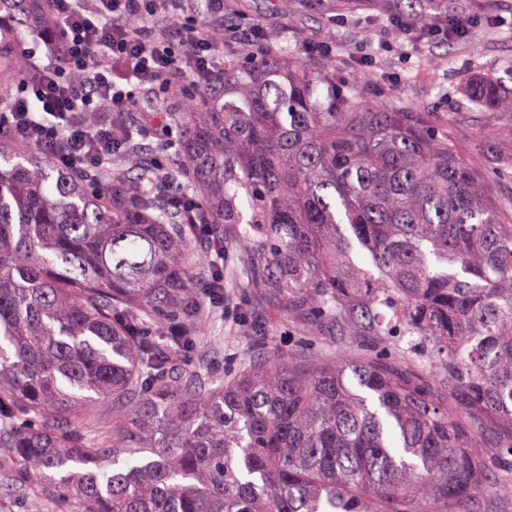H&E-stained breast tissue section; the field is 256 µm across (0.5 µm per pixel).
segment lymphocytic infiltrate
<instances>
[{"label":"lymphocytic infiltrate","instance_id":"lymphocytic-infiltrate-1","mask_svg":"<svg viewBox=\"0 0 512 512\" xmlns=\"http://www.w3.org/2000/svg\"><path fill=\"white\" fill-rule=\"evenodd\" d=\"M52 25L31 28L47 50L37 58L24 49L41 73L23 82L11 111L0 114V129L17 142L35 146L56 164H93L112 146V130L90 131L73 124L77 111L108 105L133 111L141 91L174 79L206 93L217 74L216 48L197 25L182 22L178 0H48Z\"/></svg>","mask_w":512,"mask_h":512}]
</instances>
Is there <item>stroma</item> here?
<instances>
[{"instance_id":"1","label":"stroma","mask_w":512,"mask_h":512,"mask_svg":"<svg viewBox=\"0 0 512 512\" xmlns=\"http://www.w3.org/2000/svg\"><path fill=\"white\" fill-rule=\"evenodd\" d=\"M186 0L185 21L211 27L228 17L242 27L261 25L287 45L290 53L316 62L318 45L336 48L342 75L361 67L371 75L361 93L368 105L423 113L428 125L447 131L456 146L480 158L483 138L494 142L502 177L490 178L488 195L501 207L512 206V112L475 109L463 94V80L489 74L512 88V0H448V17L462 21L465 35L414 40L377 9L337 12L332 0ZM255 318L285 348L302 346L306 331L285 309H256ZM206 335L220 347L219 364L231 370L252 352L248 337L229 325H209Z\"/></svg>"}]
</instances>
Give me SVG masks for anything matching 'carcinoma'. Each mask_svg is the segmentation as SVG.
I'll list each match as a JSON object with an SVG mask.
<instances>
[{"label":"carcinoma","mask_w":512,"mask_h":512,"mask_svg":"<svg viewBox=\"0 0 512 512\" xmlns=\"http://www.w3.org/2000/svg\"><path fill=\"white\" fill-rule=\"evenodd\" d=\"M23 10L0 0V85ZM378 6L429 32L448 0ZM269 47L224 56L208 94L169 85L179 126L165 178L201 204L189 224L153 193L142 127L123 152L60 168L0 138V458L29 512H490L512 499V215L477 165L416 112L366 105L318 66ZM512 111L493 77L466 85ZM206 249L213 263L200 255ZM269 335L283 307L334 356L258 341L208 363L205 299ZM194 348L203 368L179 366ZM112 423L97 420V403ZM53 418L46 426L43 421Z\"/></svg>","instance_id":"carcinoma-1"}]
</instances>
